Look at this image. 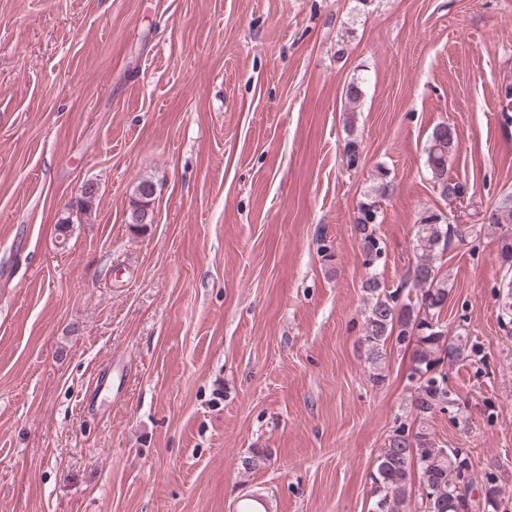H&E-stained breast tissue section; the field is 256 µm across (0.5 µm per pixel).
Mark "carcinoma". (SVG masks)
<instances>
[{"instance_id": "cac0c4a2", "label": "carcinoma", "mask_w": 512, "mask_h": 512, "mask_svg": "<svg viewBox=\"0 0 512 512\" xmlns=\"http://www.w3.org/2000/svg\"><path fill=\"white\" fill-rule=\"evenodd\" d=\"M458 151L457 135L448 133V125H436L425 147L428 180L442 198L448 193L466 194V184L448 176V166ZM392 188L388 172L379 171L372 194L358 202L353 224L360 238L365 264L373 267L384 255L376 224L380 223L381 200ZM154 184L142 180L136 187L129 224L142 229L152 223L143 219L154 198ZM481 225L500 236L502 265L512 270V192L502 194L485 211ZM472 232L469 224H452L441 211L428 209L416 224L413 251L415 262L400 286L389 290L376 276L365 283L367 304L363 312L362 335L372 379L382 380L386 346L391 337L398 342H413V366L408 377L412 389L411 404L424 419L445 410L455 402L446 377L438 372L445 360L458 363L471 359L473 346L468 337H448V323L441 320L448 303V276L441 265L451 237ZM500 321L512 325V279L501 283ZM471 463L458 448L439 446L425 429L412 433L396 427L387 439L375 472L372 474L374 512H408L412 487H417L420 512H498L502 489L496 474L486 473L478 499L471 496Z\"/></svg>"}]
</instances>
